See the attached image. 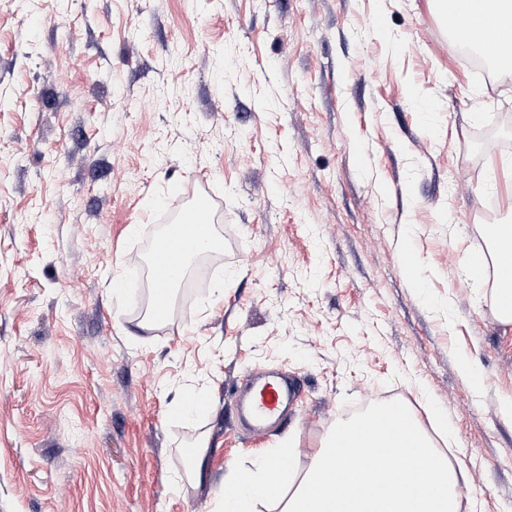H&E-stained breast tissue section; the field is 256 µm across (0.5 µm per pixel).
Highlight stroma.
<instances>
[{"label":"stroma","instance_id":"35a3bbf8","mask_svg":"<svg viewBox=\"0 0 512 512\" xmlns=\"http://www.w3.org/2000/svg\"><path fill=\"white\" fill-rule=\"evenodd\" d=\"M201 189L223 263L143 324L108 286ZM490 198L512 225V76L430 0H0V512H220L373 395L512 512V325L465 267ZM269 371L301 390L257 436L233 390Z\"/></svg>","mask_w":512,"mask_h":512}]
</instances>
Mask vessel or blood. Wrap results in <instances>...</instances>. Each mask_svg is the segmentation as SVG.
Returning a JSON list of instances; mask_svg holds the SVG:
<instances>
[{
	"instance_id": "b4317fda",
	"label": "vessel or blood",
	"mask_w": 512,
	"mask_h": 512,
	"mask_svg": "<svg viewBox=\"0 0 512 512\" xmlns=\"http://www.w3.org/2000/svg\"><path fill=\"white\" fill-rule=\"evenodd\" d=\"M459 8L457 0H450L447 13L442 14L443 26L451 41L464 48H492L499 56L512 57V33L499 29L486 15L471 18L467 26L456 23ZM213 219V204L206 192H199L191 210L183 216L178 227L156 235L148 244L153 257L150 270L153 288V313L156 319H165L168 313L167 288L171 275L182 268L189 241L197 238L201 225ZM499 300L503 306L512 305V254H504L498 268ZM290 389L285 379L271 376L251 388L247 414L254 433L264 431L265 423L280 415Z\"/></svg>"
}]
</instances>
